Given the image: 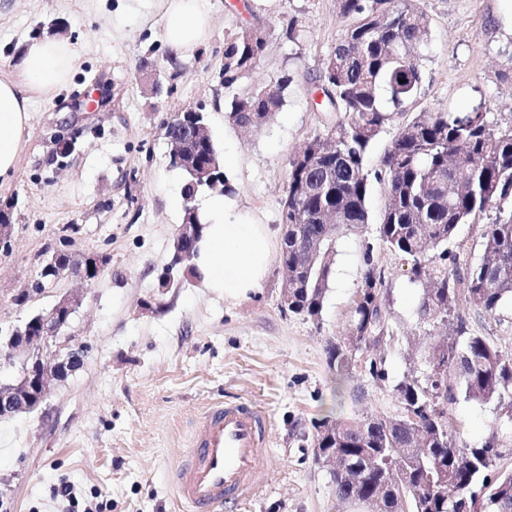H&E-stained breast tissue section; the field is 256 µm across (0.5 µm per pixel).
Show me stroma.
Returning a JSON list of instances; mask_svg holds the SVG:
<instances>
[{"mask_svg":"<svg viewBox=\"0 0 512 512\" xmlns=\"http://www.w3.org/2000/svg\"><path fill=\"white\" fill-rule=\"evenodd\" d=\"M210 2L207 41L176 58L164 44L163 0H0V78L15 75L28 39L53 37L78 50L67 84L32 96L29 134L12 178L0 186V211L13 226L8 247H0V335L73 294L81 303L68 334L86 354L42 409L0 420V512H63L55 495L62 484L72 489L74 512H188L172 473L195 421L216 402L252 404L267 425L265 483L220 512H347L329 466L315 459L314 421L403 411L393 387L415 350L421 289L407 263L378 240L381 184L372 186L370 223L336 242L318 319L282 308L275 263L260 288L235 301L187 275L166 288L160 283L183 218L172 204L184 175L169 164L166 120L205 107L230 200L267 225L278 246L289 160L342 118L312 92L349 23L337 0ZM417 5L428 23L422 83L407 112L378 135L366 162L371 171L399 127L423 112L480 103L496 130L512 129V81L500 76L512 53V0ZM291 24L303 33L295 44L283 36ZM257 26L267 34L258 67L225 87V36ZM286 75L292 82L273 120L251 131L228 122L233 94ZM94 92L102 103L86 106ZM62 139L75 144L65 157ZM369 242L399 341L385 351L386 381L358 371L343 382L326 345L349 323ZM62 247L77 256L106 254L104 273L90 284L68 275L43 280L44 259ZM32 288L36 296L14 303ZM465 316L471 335L512 354L511 304L493 316L471 309ZM448 417L477 441L488 435L495 411L460 399Z\"/></svg>","mask_w":512,"mask_h":512,"instance_id":"35a3bbf8","label":"stroma"}]
</instances>
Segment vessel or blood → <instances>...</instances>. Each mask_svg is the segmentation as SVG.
I'll use <instances>...</instances> for the list:
<instances>
[{
  "mask_svg": "<svg viewBox=\"0 0 512 512\" xmlns=\"http://www.w3.org/2000/svg\"><path fill=\"white\" fill-rule=\"evenodd\" d=\"M266 451L264 416L245 403H217L197 421L190 448L173 475L175 490L192 512H212L261 486Z\"/></svg>",
  "mask_w": 512,
  "mask_h": 512,
  "instance_id": "b4317fda",
  "label": "vessel or blood"
}]
</instances>
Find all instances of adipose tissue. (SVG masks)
Instances as JSON below:
<instances>
[{
	"label": "adipose tissue",
	"instance_id": "obj_1",
	"mask_svg": "<svg viewBox=\"0 0 512 512\" xmlns=\"http://www.w3.org/2000/svg\"><path fill=\"white\" fill-rule=\"evenodd\" d=\"M164 41L174 56L203 44L210 27V0H164ZM75 50L51 38L27 40L16 76L0 79V182L15 168L29 126L33 93L67 83ZM208 222L193 259L205 288L228 299L259 288L273 259L264 225L224 196L203 203Z\"/></svg>",
	"mask_w": 512,
	"mask_h": 512
}]
</instances>
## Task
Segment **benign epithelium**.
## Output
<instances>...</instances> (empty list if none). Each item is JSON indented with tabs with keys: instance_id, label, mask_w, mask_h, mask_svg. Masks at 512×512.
<instances>
[{
	"instance_id": "benign-epithelium-1",
	"label": "benign epithelium",
	"mask_w": 512,
	"mask_h": 512,
	"mask_svg": "<svg viewBox=\"0 0 512 512\" xmlns=\"http://www.w3.org/2000/svg\"><path fill=\"white\" fill-rule=\"evenodd\" d=\"M187 123L194 125L195 137L199 139L209 133L199 114L193 116L186 111L172 116L163 126L171 145L170 161L190 173L196 184H208L214 180L216 164L200 159L174 134L178 126ZM185 211L178 229L175 252L181 261H188L195 255L196 244L202 235V224L194 217V207L187 206ZM47 264L48 273L53 278L67 272L84 282H92L105 270L107 256L93 254L77 258L60 250L47 260ZM79 305L80 299L65 295L51 308L15 326L0 341V374L5 369H18L15 378L0 382V418L38 409L46 400L51 386L65 381L83 364V349L79 346L65 345L49 356L44 355V350L70 326Z\"/></svg>"
}]
</instances>
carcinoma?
Masks as SVG:
<instances>
[{"label": "carcinoma", "instance_id": "cac0c4a2", "mask_svg": "<svg viewBox=\"0 0 512 512\" xmlns=\"http://www.w3.org/2000/svg\"><path fill=\"white\" fill-rule=\"evenodd\" d=\"M353 19L323 63L328 104L344 119L314 137L289 161L281 223L288 240L279 263L288 268V312L316 319L329 286L336 239L369 223L370 179L387 203L379 239L406 261L422 286L416 309L422 348L394 391L403 413L313 424L315 450L336 457L331 475L344 505L368 512H512V468L503 430L512 429V354L484 336L467 335L464 309L494 315L512 302V130L497 131L482 105L467 112L421 113L398 129L382 165L369 177L366 156L393 116L406 110L422 79L425 15L415 0H338ZM265 31L242 29L224 39V84L248 77L260 62ZM290 79L263 94L252 86L233 96L227 120L239 127L268 123L284 103ZM232 192L223 173L185 198ZM495 211L484 225V258L460 267L448 249L460 224ZM346 336L328 342L339 378L361 369L388 378L385 355L362 360L376 336L395 340L384 310V275L366 245ZM494 404L498 428L471 442L448 423L458 398ZM443 483L448 496L433 493Z\"/></svg>", "mask_w": 512, "mask_h": 512}]
</instances>
